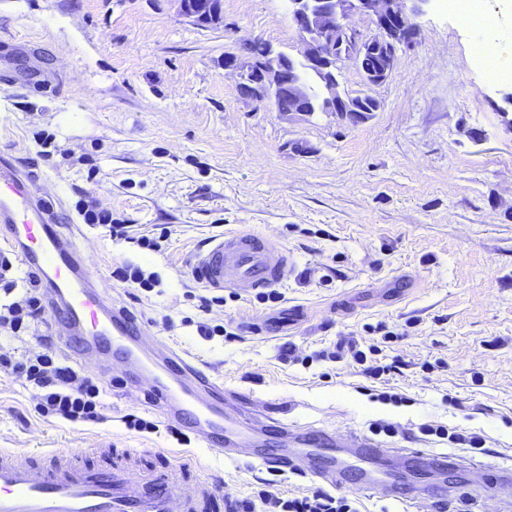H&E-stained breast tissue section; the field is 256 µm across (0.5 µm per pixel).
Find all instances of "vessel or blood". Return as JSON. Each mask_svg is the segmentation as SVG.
<instances>
[{"instance_id": "vessel-or-blood-1", "label": "vessel or blood", "mask_w": 512, "mask_h": 512, "mask_svg": "<svg viewBox=\"0 0 512 512\" xmlns=\"http://www.w3.org/2000/svg\"><path fill=\"white\" fill-rule=\"evenodd\" d=\"M33 180L32 172L0 157V224L9 230V245L39 265L59 334L83 361L108 375L113 360H120L133 379L152 365L171 368L169 378L154 385L166 419L188 421L203 443L228 459L273 434L285 446L265 456L267 468L291 465L333 485L343 479L339 467L331 459L313 456V449L389 456V449L362 434L339 436L281 424L272 405L255 412L253 401L213 381L196 359L164 346H145L146 325L117 305L101 276L85 266L57 228V209L32 192ZM192 271L205 288L252 293L284 279L288 254L250 230H227L195 251ZM96 453L104 464L90 463L85 452L18 454L0 449V512H196L211 494L206 481L192 478L193 462L137 478L125 460L114 458L111 445L100 444Z\"/></svg>"}]
</instances>
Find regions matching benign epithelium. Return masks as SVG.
I'll return each instance as SVG.
<instances>
[{
    "instance_id": "benign-epithelium-1",
    "label": "benign epithelium",
    "mask_w": 512,
    "mask_h": 512,
    "mask_svg": "<svg viewBox=\"0 0 512 512\" xmlns=\"http://www.w3.org/2000/svg\"><path fill=\"white\" fill-rule=\"evenodd\" d=\"M412 2L407 6L406 2ZM181 13L200 24L223 21L222 3L214 0H178ZM430 0H288V13L304 44L300 57L265 44L260 56L240 53L224 56V70L238 79L242 93L257 102L276 101L288 94L295 107L286 114L356 112L373 96H349L340 90V65L378 59L374 69L360 70L366 87L386 82L394 71L399 50L411 47L418 35L411 17ZM356 14L374 17L379 34L362 38L349 26Z\"/></svg>"
}]
</instances>
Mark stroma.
Returning <instances> with one entry per match:
<instances>
[{
  "label": "stroma",
  "instance_id": "1",
  "mask_svg": "<svg viewBox=\"0 0 512 512\" xmlns=\"http://www.w3.org/2000/svg\"><path fill=\"white\" fill-rule=\"evenodd\" d=\"M223 11L221 24L201 25L177 0H0V156L63 197L61 230L96 269L110 276L129 262L154 276L149 292L111 283L154 336L255 401L287 405L284 422L362 434L393 423L378 442L451 457L438 486L468 494L473 512H512L493 490L495 468L512 465V82L489 80L473 55L488 41L512 62V18L485 0L489 24L476 28L448 0H429L386 82L368 88L342 68V89L381 103L352 121L285 116L245 98L225 55L260 38L295 56L300 37L288 0H223ZM88 199L129 225L130 239L83 225L76 205ZM232 228L288 252L283 299L227 288L223 306L202 312L190 257ZM163 230L159 250L134 242ZM352 343L378 345L396 370L374 378L331 358ZM101 385L107 422L60 423L36 413L23 379L0 373V449L109 443L139 449L140 467L188 453L214 488L200 512H230L231 499L268 482L292 495L320 486L179 442L146 392L117 378ZM384 391L399 402L380 400ZM128 413L159 432L127 430ZM425 424L483 435L485 451L435 442ZM409 464L344 457L341 491L361 512H434L432 499L360 491L361 474L385 468L402 474L403 491L420 486Z\"/></svg>",
  "mask_w": 512,
  "mask_h": 512
}]
</instances>
